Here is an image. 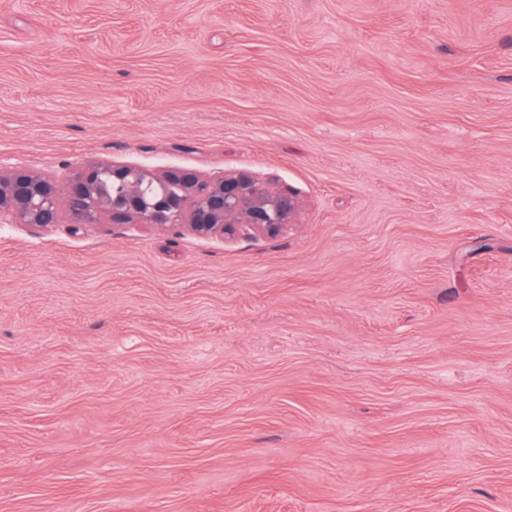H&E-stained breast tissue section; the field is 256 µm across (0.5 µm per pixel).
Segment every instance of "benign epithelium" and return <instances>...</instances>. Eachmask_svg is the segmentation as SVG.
I'll return each mask as SVG.
<instances>
[{
	"label": "benign epithelium",
	"mask_w": 512,
	"mask_h": 512,
	"mask_svg": "<svg viewBox=\"0 0 512 512\" xmlns=\"http://www.w3.org/2000/svg\"><path fill=\"white\" fill-rule=\"evenodd\" d=\"M68 211L74 224L184 225L200 237L275 235L293 223L296 193L243 171L205 176L188 168L87 163L60 199L45 174L13 165L0 170V224L48 227Z\"/></svg>",
	"instance_id": "1"
}]
</instances>
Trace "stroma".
Here are the masks:
<instances>
[{
    "label": "stroma",
    "mask_w": 512,
    "mask_h": 512,
    "mask_svg": "<svg viewBox=\"0 0 512 512\" xmlns=\"http://www.w3.org/2000/svg\"><path fill=\"white\" fill-rule=\"evenodd\" d=\"M91 160L300 207L0 224V512H512V0H0V165Z\"/></svg>",
    "instance_id": "35a3bbf8"
}]
</instances>
